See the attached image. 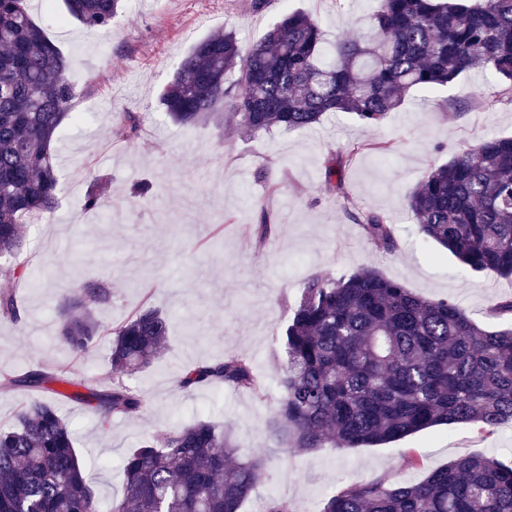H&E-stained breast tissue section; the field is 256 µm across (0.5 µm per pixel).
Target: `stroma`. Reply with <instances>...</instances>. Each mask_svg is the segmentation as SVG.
Segmentation results:
<instances>
[{"label": "stroma", "instance_id": "1", "mask_svg": "<svg viewBox=\"0 0 512 512\" xmlns=\"http://www.w3.org/2000/svg\"><path fill=\"white\" fill-rule=\"evenodd\" d=\"M30 13L68 57L78 97L64 120L59 206L51 220L31 225L30 248L16 263L33 273L22 287L20 322L0 321V372L52 371L70 361L57 337L56 300L90 277L112 283V304L100 313L117 325L140 307L160 309L169 335L153 366L129 377L145 401L130 417L101 427L92 404L73 400L75 385L57 384L54 402L74 434L76 450L105 502L121 497L122 460L146 436L207 419L233 434L240 455L268 459L264 481L243 505L263 512L273 497L293 512H321L340 487L380 477L417 482L468 454L512 460V424L493 434L473 424L427 429L378 448L291 452L266 438L278 402L287 322L315 275L337 278L377 269L415 294L449 299L486 327L498 328L491 307L512 297V279L468 274L449 252L421 236L406 195L434 164L492 137L512 136V99L501 96L491 70L461 74L445 87L413 90L377 129L335 112L312 127L246 135L232 117L221 125L173 122L160 93L192 46L233 31L242 47L260 41L286 12L316 19L327 38H357L372 0H135L108 30L91 32L65 18L61 0H29ZM141 118L132 144L110 127L125 113ZM384 140L392 153L366 150L349 161L340 200L323 178L331 155L356 143ZM148 183L147 203L131 190ZM103 191L106 208L83 211L87 194ZM273 216L265 245L256 242V209ZM377 213L394 228L395 245L369 240L357 216ZM251 358L260 393L228 387H178L181 371L227 356Z\"/></svg>", "mask_w": 512, "mask_h": 512}]
</instances>
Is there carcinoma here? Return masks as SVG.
<instances>
[{
    "instance_id": "carcinoma-1",
    "label": "carcinoma",
    "mask_w": 512,
    "mask_h": 512,
    "mask_svg": "<svg viewBox=\"0 0 512 512\" xmlns=\"http://www.w3.org/2000/svg\"><path fill=\"white\" fill-rule=\"evenodd\" d=\"M63 2L65 15L91 32L106 31L124 8V0ZM484 68L512 98V0H374L356 40L326 41L301 11L284 14L246 50L231 31L212 34L183 58L161 101L179 124L219 123L227 110L252 135L310 127L331 112L376 128L410 91ZM68 71L29 0H0V259L26 251L30 218L56 209L55 143L76 96ZM139 128L128 112L111 136L133 143ZM363 148L392 151L374 142L336 153L324 166L329 191L346 196L342 168ZM406 201L423 238L471 274L512 278V138L485 140L427 170ZM363 229L377 245L393 246V227L381 216L367 215ZM28 281L26 268H10L0 320L22 319L16 287ZM111 301V284L91 278L57 307L60 339L75 357L112 335V384L86 395L104 426L143 409L125 378L154 363L168 334V319L148 305L113 328L103 324L95 309ZM287 310L280 398L267 429L277 447L373 448L441 425L476 424L492 434L512 423L511 299L491 308L508 326L490 331L456 303L424 298L367 268L308 279ZM72 374V366L33 369L0 374V384L41 392ZM224 385L260 391L245 356L197 364L178 378L185 391ZM265 470V458L238 456L231 432L198 420L127 454L123 495L108 512H242ZM0 512H103L70 426L46 399H32L0 426ZM322 512H512V463L465 455L416 483L358 480L328 496Z\"/></svg>"
}]
</instances>
